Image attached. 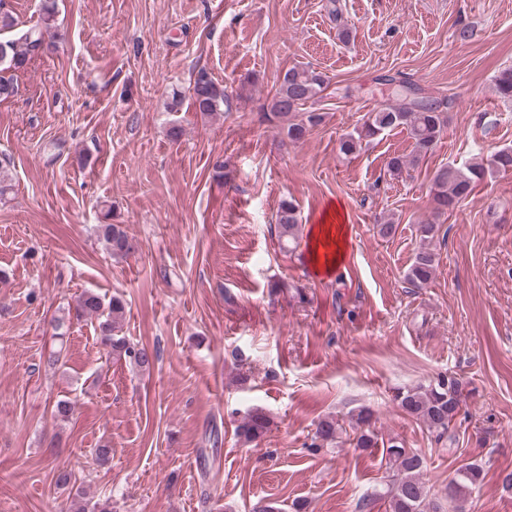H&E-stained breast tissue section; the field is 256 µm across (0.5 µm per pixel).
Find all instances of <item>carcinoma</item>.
<instances>
[{
    "label": "carcinoma",
    "mask_w": 512,
    "mask_h": 512,
    "mask_svg": "<svg viewBox=\"0 0 512 512\" xmlns=\"http://www.w3.org/2000/svg\"><path fill=\"white\" fill-rule=\"evenodd\" d=\"M54 0H43L39 22L23 31L15 39L0 40V101L12 98L17 87L13 73L23 69L32 58L43 54L46 43L44 33L55 26ZM395 86L397 103L384 104L370 114L360 126L346 134L339 141V152L349 156L359 152L387 131L396 128L407 130L413 140V153L409 156L394 155L387 162V172L399 178L405 171L430 155L441 140L448 126L447 110L451 102L422 94L410 82L395 77L386 78ZM328 84L326 75L311 68L292 67L284 72L268 105L266 119L279 129L291 143L302 141L309 130L318 125L321 114L305 112L303 106L323 92ZM494 91L503 102L512 103V66L497 72L493 79ZM189 99L194 111L204 116L224 112L229 105L228 87L213 80L204 71L198 73L189 95L174 90L166 103L165 111L178 112L184 99ZM512 171V148L498 151L491 160H474L465 166L443 165L435 170L432 177V211L430 217L417 225L421 241L405 279L416 288H423L434 278L438 261L433 243L440 231V220L462 202L471 198L477 186L495 172ZM275 223L282 246L294 244L298 239L300 213L297 204L290 199L280 201ZM100 233L108 253L114 258H126L134 251V244L121 224H102ZM125 304L117 296L109 302L97 293L84 292L76 305V319L99 321L101 342L109 347L112 354L124 357L143 371L154 364L156 354L145 346L132 345L125 337L118 335L123 321ZM463 399V386L452 375L441 376L427 385H417L398 391L394 396L397 405L409 416L422 421L435 434L436 441L455 442L451 431ZM373 414L361 410L354 418L356 447L375 448L378 434L371 427ZM269 416L261 408L253 409L237 427L240 442L250 444L265 434L269 427ZM340 425L336 418L325 417L316 426L314 440L320 444L336 443ZM388 457L392 478L381 492L363 497L360 509H365L379 499L389 502L390 512H429L427 489L422 481L424 459L417 452L391 439L383 449ZM483 480L482 465L471 462L457 471V477L448 483V502L457 504L465 490Z\"/></svg>",
    "instance_id": "cac0c4a2"
}]
</instances>
